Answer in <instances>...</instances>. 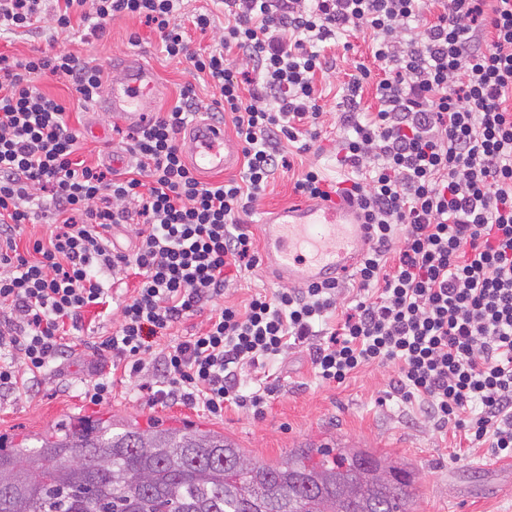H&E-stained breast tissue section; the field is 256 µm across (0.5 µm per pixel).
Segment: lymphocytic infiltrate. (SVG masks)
<instances>
[{"label": "lymphocytic infiltrate", "mask_w": 512, "mask_h": 512, "mask_svg": "<svg viewBox=\"0 0 512 512\" xmlns=\"http://www.w3.org/2000/svg\"><path fill=\"white\" fill-rule=\"evenodd\" d=\"M182 2L0 0V35L77 20L97 37L114 16L139 19L212 81L243 144L238 177L205 182L187 166L180 135L201 109L188 84L130 134V166L76 161L80 132L39 84L67 80L87 104L102 68L64 50L0 52V389L28 388L64 359L88 308L133 276L95 353L129 379L153 374L139 387L148 403L263 417L276 392L268 366L305 344L323 383L390 366L392 393L439 430L511 459L512 0H223L224 34L199 51ZM366 31L383 73L378 109L359 108L362 64L338 104L336 163L352 173L341 193L369 230L351 306L338 311L336 281L223 303L260 266L256 204L320 139L332 40ZM46 217L50 235L24 239ZM115 224L135 225L133 252L111 247ZM201 312L199 332L169 340Z\"/></svg>", "instance_id": "1"}]
</instances>
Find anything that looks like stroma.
<instances>
[{
    "instance_id": "35a3bbf8",
    "label": "stroma",
    "mask_w": 512,
    "mask_h": 512,
    "mask_svg": "<svg viewBox=\"0 0 512 512\" xmlns=\"http://www.w3.org/2000/svg\"><path fill=\"white\" fill-rule=\"evenodd\" d=\"M134 32L140 38L133 44L129 36ZM52 44L102 66L108 82L118 76L128 55L140 54L156 70L161 84L159 95L150 101L153 110L172 105L180 89L190 82L204 106L213 105L212 88L203 80L192 79L183 64L161 52L156 35L138 19L114 17L96 38H85L78 29L59 31ZM350 44V49H335L337 66L322 101L321 150L302 158L303 164L316 165L331 185L348 176L336 165V148L343 134L336 104L356 65L373 63L369 39L354 37ZM40 89L66 103L72 124L80 128L77 159L111 163L113 152L123 148L112 131L111 115L78 106L64 80L41 82ZM94 126L104 130V137H92L90 129ZM124 299V294H115L106 312L87 314L80 332L66 339L69 350L64 365L46 371L37 388L25 393L0 392V434L32 436L60 421L110 414L132 417L143 425L151 421L174 426L187 422L214 429L262 462L274 461L284 451L308 444L366 448L411 468L417 487L413 512H512V459H495L483 448L455 456L454 438L439 432L422 409L387 395L392 371L386 367L369 366L343 385H329L316 377L308 349H296L274 364L277 392L260 419L239 408L225 409L223 417L216 418L200 408L146 405L136 401L130 385L124 382L114 384L107 401L90 403L81 393L83 384L93 373H112L109 364L96 357L94 343L98 337L111 335Z\"/></svg>"
}]
</instances>
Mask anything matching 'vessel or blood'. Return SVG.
Listing matches in <instances>:
<instances>
[{"label":"vessel or blood","instance_id":"vessel-or-blood-1","mask_svg":"<svg viewBox=\"0 0 512 512\" xmlns=\"http://www.w3.org/2000/svg\"><path fill=\"white\" fill-rule=\"evenodd\" d=\"M153 69L140 60L126 64L120 76L102 89L96 111L140 123L148 117L146 99L156 91ZM186 150L201 173L232 167L239 154L236 141L223 128L193 124L186 132ZM261 263L279 284L303 288L342 278L357 265L367 243V230L354 208L341 196L271 209L261 226Z\"/></svg>","mask_w":512,"mask_h":512}]
</instances>
